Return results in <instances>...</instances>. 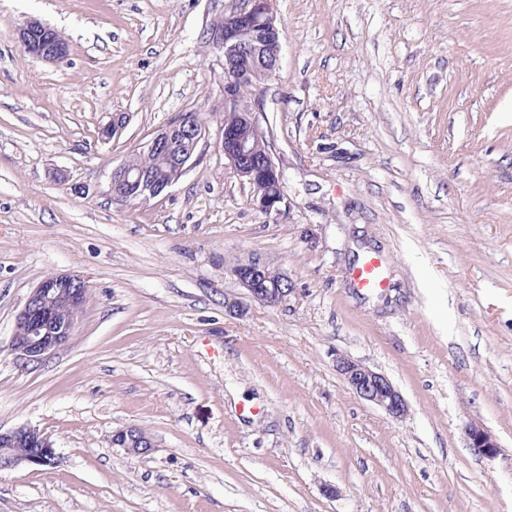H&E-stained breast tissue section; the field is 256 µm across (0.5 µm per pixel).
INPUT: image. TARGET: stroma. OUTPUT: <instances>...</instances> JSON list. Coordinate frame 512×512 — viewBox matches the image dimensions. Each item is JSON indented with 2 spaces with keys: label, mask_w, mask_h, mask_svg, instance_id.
Instances as JSON below:
<instances>
[{
  "label": "stroma",
  "mask_w": 512,
  "mask_h": 512,
  "mask_svg": "<svg viewBox=\"0 0 512 512\" xmlns=\"http://www.w3.org/2000/svg\"><path fill=\"white\" fill-rule=\"evenodd\" d=\"M240 4L0 0V428L61 457L0 471V512H512V0H273L279 69L252 97L282 213L211 141L160 196L114 203L113 167L171 118L219 123L209 32ZM32 19L67 62L23 53ZM370 254L375 292L350 275ZM252 257L286 302L233 276ZM73 271L91 298L70 344L16 364V313ZM340 354L407 416L359 398ZM128 426L149 454L112 445ZM268 268L259 259L248 258L235 264L232 273L254 299L278 305L288 298L293 288H285L288 279ZM336 371L353 392L392 419L402 420L407 415L406 400L384 374L343 355L336 357ZM468 446L474 453L483 457H494L498 454V444L484 429L472 426L467 433Z\"/></svg>",
  "instance_id": "stroma-1"
}]
</instances>
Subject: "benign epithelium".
Segmentation results:
<instances>
[{
    "mask_svg": "<svg viewBox=\"0 0 512 512\" xmlns=\"http://www.w3.org/2000/svg\"><path fill=\"white\" fill-rule=\"evenodd\" d=\"M282 38L272 0H241L240 7L214 24L210 41L224 58V120L213 133L209 125L192 116H175L143 146V152L151 157L167 156L169 178L157 184L141 168L118 165L109 179L112 201L129 205L139 197H157L197 160L200 143L213 135L224 159L250 185L256 208L267 215L280 213L285 204L283 174L269 150L261 146L266 134L258 119L260 104L243 101L242 92L276 76ZM18 41L33 60L61 64L70 55L68 41L39 20L27 22L18 32ZM126 123L125 114H112V121L100 131L101 138L111 139ZM232 273L254 299L264 304L278 305L292 292L288 279L256 258L238 262ZM87 288V278L78 272L42 278L15 316L9 345L13 360L21 366L39 365L68 345L86 306ZM336 371L353 392L392 419L401 420L407 415L406 400L385 375L343 355L336 357ZM467 438L474 453L483 457L498 454L497 442L484 429L470 427ZM111 443L134 455H145L154 448L150 436L136 426L115 431ZM51 460L57 462L59 456L40 430L31 426L0 429V470L44 467Z\"/></svg>",
    "mask_w": 512,
    "mask_h": 512,
    "instance_id": "obj_1",
    "label": "benign epithelium"
}]
</instances>
